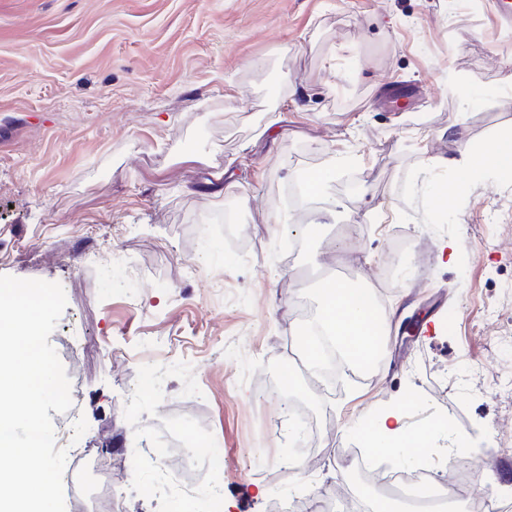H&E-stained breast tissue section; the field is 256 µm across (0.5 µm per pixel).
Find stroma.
<instances>
[{"label":"stroma","mask_w":512,"mask_h":512,"mask_svg":"<svg viewBox=\"0 0 512 512\" xmlns=\"http://www.w3.org/2000/svg\"><path fill=\"white\" fill-rule=\"evenodd\" d=\"M509 130L494 0H0V275L64 289L50 342L65 371L85 357L86 491L105 472L126 512H182L148 453L186 413L224 458L192 476L195 512L341 500L358 426L410 395L407 432L450 425L438 483L454 465L469 495L512 490V181L435 195L440 159ZM314 169L335 207L289 209ZM399 237L426 260L392 281ZM313 271L379 300L382 368L256 389L318 305ZM291 400L328 418L323 453Z\"/></svg>","instance_id":"35a3bbf8"}]
</instances>
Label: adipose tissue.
<instances>
[{"instance_id": "ef3b65f1", "label": "adipose tissue", "mask_w": 512, "mask_h": 512, "mask_svg": "<svg viewBox=\"0 0 512 512\" xmlns=\"http://www.w3.org/2000/svg\"><path fill=\"white\" fill-rule=\"evenodd\" d=\"M480 155L493 158V172L511 176L512 135L497 136L477 150L465 149L459 165L460 187L451 193L452 201H459L462 187L469 185L473 176L483 173V166L476 161ZM316 323L357 367L373 356L377 333L382 328L378 312L365 289L338 280L323 282ZM411 405V400H404L402 406L389 408L376 422L370 423L365 432L368 447L399 446L406 448L414 457L426 453L431 442L430 434L406 433L399 423L403 408Z\"/></svg>"}]
</instances>
